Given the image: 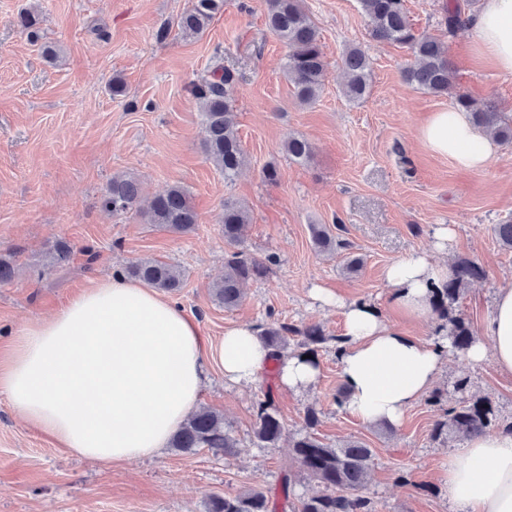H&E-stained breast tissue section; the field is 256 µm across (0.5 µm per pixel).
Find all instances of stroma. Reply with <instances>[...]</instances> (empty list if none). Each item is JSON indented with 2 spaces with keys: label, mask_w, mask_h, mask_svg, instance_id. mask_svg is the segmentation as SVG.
<instances>
[{
  "label": "stroma",
  "mask_w": 512,
  "mask_h": 512,
  "mask_svg": "<svg viewBox=\"0 0 512 512\" xmlns=\"http://www.w3.org/2000/svg\"><path fill=\"white\" fill-rule=\"evenodd\" d=\"M448 0H405L417 33L446 40L455 91L493 101L512 116V73L497 71L475 53L472 27L447 35ZM190 0H0V252L15 254L14 281L0 285V348L11 331L45 318L112 270L142 259L180 266L175 296L199 321L210 342L225 327L300 328L316 323L330 343L318 352L317 383L302 393L277 377L228 386L218 371L198 405L223 413L238 443L224 456L206 448L191 453L165 448L152 459L119 464L91 462L55 447L24 424L0 395V512H207L212 494H236L258 485L271 499L291 480L288 506L317 485L294 460L290 442L305 431L304 413H319L317 437L328 444L358 440L373 451L370 476L358 496L372 512H457L437 474L442 455L461 440L437 437L433 427L460 396L490 398L498 428L512 424V375L492 360L471 363L450 355L435 386L438 402L422 397L396 426L368 424L334 401L342 387L334 337L343 333L340 308L314 299L312 288L337 292L388 309L386 267L415 251H431L433 232L449 226L455 240L447 264L462 260L483 270L465 285L453 308L481 332L497 289L512 282V251L499 247L492 225L512 220V144H499L481 172L460 169L433 153L419 131L432 113L450 108L449 96L414 89L403 70L407 48L367 36L357 0H304L317 23L328 62L318 101L302 105L289 84L287 47L266 26L264 0H226L199 37L174 25ZM35 7L43 40L30 43L18 25ZM57 55L47 58L44 45ZM371 61L370 93L359 103L341 93L342 59L350 48ZM236 75L233 112L247 164L233 183L207 160L202 112L190 87L216 61ZM125 85L113 95V79ZM306 138L310 162L288 160L289 136ZM276 165L277 183L262 175ZM115 174L137 178L145 198L183 186L198 213L196 231L176 235L148 224L143 214L114 216L99 199ZM250 211L244 247L275 256L268 275L248 282L242 303L216 305L208 285L224 271L229 248L220 217L225 199ZM340 223L344 247L322 254L310 227ZM76 247L69 263L46 267L57 239ZM98 259L87 264L84 248ZM363 260L355 273L347 256ZM467 374L466 391L455 382ZM271 391L284 423L281 441L257 447L256 403Z\"/></svg>",
  "instance_id": "stroma-1"
}]
</instances>
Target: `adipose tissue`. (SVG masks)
Segmentation results:
<instances>
[{"mask_svg": "<svg viewBox=\"0 0 512 512\" xmlns=\"http://www.w3.org/2000/svg\"><path fill=\"white\" fill-rule=\"evenodd\" d=\"M471 25L480 52L512 72V0H482ZM420 136L431 151L471 172L484 170L497 150L488 133L454 109L433 113ZM448 274L424 252L390 264V307L407 319L429 317L431 291ZM343 330V406L369 424H399L433 388L451 354L447 340L410 336L363 301L345 304ZM483 334L467 350L468 360L493 356L499 371L512 375V284L498 288ZM270 361L254 326L225 328L211 344L176 302L115 273L15 333L0 361V394L56 446L90 461L120 463L166 448L196 408L206 366L239 386L258 382ZM439 474L459 512H512V432L469 439L441 459Z\"/></svg>", "mask_w": 512, "mask_h": 512, "instance_id": "ef3b65f1", "label": "adipose tissue"}]
</instances>
